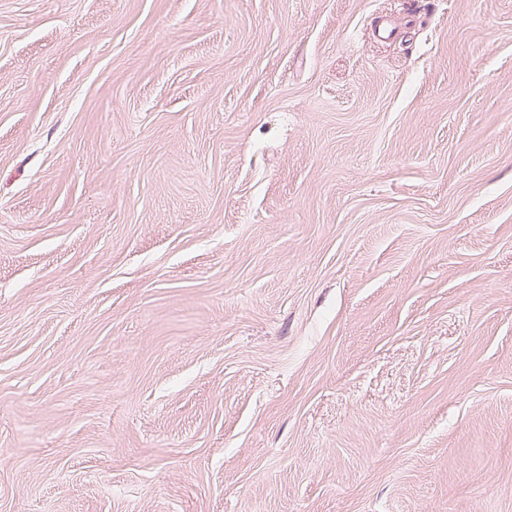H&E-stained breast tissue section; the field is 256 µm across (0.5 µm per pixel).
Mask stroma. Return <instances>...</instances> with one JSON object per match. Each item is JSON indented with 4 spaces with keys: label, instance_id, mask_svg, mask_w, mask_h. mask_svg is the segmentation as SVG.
<instances>
[{
    "label": "stroma",
    "instance_id": "obj_1",
    "mask_svg": "<svg viewBox=\"0 0 512 512\" xmlns=\"http://www.w3.org/2000/svg\"><path fill=\"white\" fill-rule=\"evenodd\" d=\"M0 512H512V0H0Z\"/></svg>",
    "mask_w": 512,
    "mask_h": 512
}]
</instances>
